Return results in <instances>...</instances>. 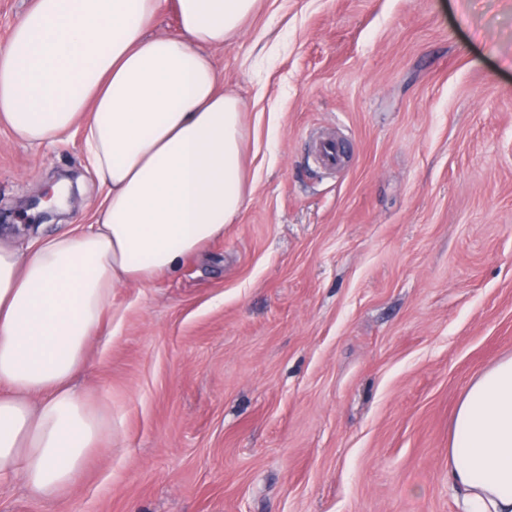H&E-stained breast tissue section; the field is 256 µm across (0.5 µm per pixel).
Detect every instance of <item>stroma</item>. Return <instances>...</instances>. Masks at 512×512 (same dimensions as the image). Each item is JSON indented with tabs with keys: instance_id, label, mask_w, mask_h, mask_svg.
Segmentation results:
<instances>
[{
	"instance_id": "obj_1",
	"label": "stroma",
	"mask_w": 512,
	"mask_h": 512,
	"mask_svg": "<svg viewBox=\"0 0 512 512\" xmlns=\"http://www.w3.org/2000/svg\"><path fill=\"white\" fill-rule=\"evenodd\" d=\"M211 55L250 198L116 290L74 379L98 450L59 499L1 482L0 512H462L454 414L512 356V0H260ZM73 172L44 233L104 195L82 136L0 126V239L29 247L23 201Z\"/></svg>"
}]
</instances>
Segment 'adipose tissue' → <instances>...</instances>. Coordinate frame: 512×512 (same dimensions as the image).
I'll return each mask as SVG.
<instances>
[{
    "label": "adipose tissue",
    "instance_id": "adipose-tissue-1",
    "mask_svg": "<svg viewBox=\"0 0 512 512\" xmlns=\"http://www.w3.org/2000/svg\"><path fill=\"white\" fill-rule=\"evenodd\" d=\"M258 0H32L0 49V122L40 145L81 129L104 188L82 232L0 242V480L60 498L96 449L102 416L74 390L115 289L146 284L223 235L244 208L243 103L209 51ZM463 512H512V356L473 379L451 428ZM150 32L160 35H175L178 33V22L173 9V0H164Z\"/></svg>",
    "mask_w": 512,
    "mask_h": 512
}]
</instances>
